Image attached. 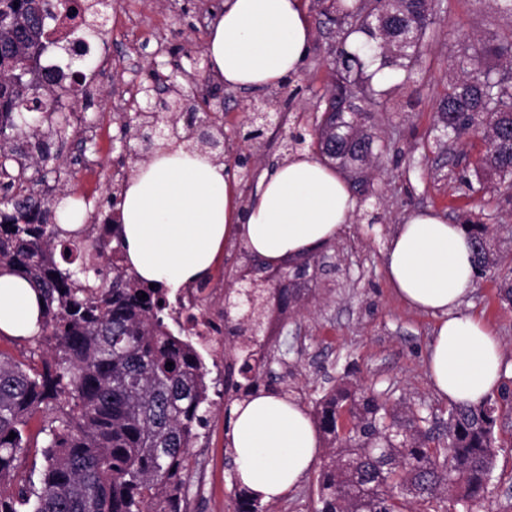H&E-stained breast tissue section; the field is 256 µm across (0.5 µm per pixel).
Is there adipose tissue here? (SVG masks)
I'll return each mask as SVG.
<instances>
[{
	"label": "adipose tissue",
	"mask_w": 512,
	"mask_h": 512,
	"mask_svg": "<svg viewBox=\"0 0 512 512\" xmlns=\"http://www.w3.org/2000/svg\"><path fill=\"white\" fill-rule=\"evenodd\" d=\"M311 38L300 0H224L205 52L225 86L272 88L299 72ZM358 210L345 178L317 154L298 151L262 170L244 203L229 164L175 140L134 170L118 203L130 271L170 288L206 277L226 243L270 266L311 254ZM385 273L401 302L439 319L425 358L435 393L478 406L498 392L503 347L462 310L476 274L465 228L433 210L411 214L387 240ZM40 309L28 281L0 275V332L34 335ZM231 413L237 483L263 502L288 496L320 457L308 409L261 392Z\"/></svg>",
	"instance_id": "obj_1"
}]
</instances>
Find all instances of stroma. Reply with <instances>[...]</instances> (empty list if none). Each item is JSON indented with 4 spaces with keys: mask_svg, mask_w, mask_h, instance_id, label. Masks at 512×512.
Returning a JSON list of instances; mask_svg holds the SVG:
<instances>
[{
    "mask_svg": "<svg viewBox=\"0 0 512 512\" xmlns=\"http://www.w3.org/2000/svg\"><path fill=\"white\" fill-rule=\"evenodd\" d=\"M223 7L224 0H112L108 20L99 37L90 39L87 55L49 49L46 62L87 74L102 67L110 72L109 82L95 95L79 96L73 125L55 143L59 158L46 176L49 184L83 198L82 208L90 216L109 211L113 174L137 165L136 159L121 157L113 139L122 132L124 111L144 100L139 84L151 66L167 73L176 65L190 68L192 58L204 56L209 24ZM510 27L512 17L496 13L489 0H444L422 68L407 81L398 72L385 73L391 93L376 107L375 119L379 134L396 150L385 158L372 193L361 203L362 218L322 248L316 267L297 281L301 305H279L270 290L259 289L263 335L271 349L287 353L285 363L273 367L277 385L306 407H313L334 383L347 381L412 405L426 416L446 417L448 404L432 391L424 366L437 318L401 305L385 274L391 232L412 212L428 207L452 224L490 226L495 263L478 273L465 311L491 326L512 359V308L499 298L501 281L512 277V204L504 201L494 182H485L476 193L463 185L467 167L481 154L479 147L458 144L443 155L430 135L437 102L450 77L448 65L461 49L460 34L480 37ZM313 33L303 67L293 78L301 91L289 114L290 121L303 124L310 121L329 81L325 49L331 37L316 23ZM218 94L224 99L218 119L229 157L249 155L257 170L287 156V140L276 127H269L265 147L253 154L236 136L264 90L222 86ZM81 145L94 163L92 184L84 170L71 163ZM204 371L211 407L207 421L196 429L194 453L200 467L189 481L187 506L189 512H234L222 351L206 358ZM502 414L495 429V468L479 512H512V402L503 403Z\"/></svg>",
    "mask_w": 512,
    "mask_h": 512,
    "instance_id": "1",
    "label": "stroma"
}]
</instances>
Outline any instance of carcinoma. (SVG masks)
<instances>
[{"label": "carcinoma", "mask_w": 512, "mask_h": 512, "mask_svg": "<svg viewBox=\"0 0 512 512\" xmlns=\"http://www.w3.org/2000/svg\"><path fill=\"white\" fill-rule=\"evenodd\" d=\"M336 25L324 108L333 109L321 155L367 192L380 158L393 151L376 132L372 105L388 95L386 69L410 79L434 36L440 0H317ZM47 0H0V136L24 128L14 142L32 149L35 172L57 160L39 134L48 114L55 132L73 113L57 111L27 73L40 68L51 44ZM464 51L436 107L435 127L462 138L482 125L491 144L474 167L477 181L512 180V30L483 38L462 34ZM35 177L0 189V273L24 278L43 297L38 332L28 340L54 355L39 367L0 354V512H184L195 427L209 411L203 369L192 345L160 317L161 285L143 288L118 263L121 239L97 240L112 280L101 267L55 260L63 232L62 198L39 191ZM475 267L491 252L490 227L471 224ZM147 297H142V294ZM261 360L244 356L238 373L258 389ZM57 417L40 429L45 467L38 490L15 477L31 437L29 420L42 406ZM325 441L317 479V512H466L482 504L496 458L498 401L452 404L432 435L424 418L374 391L341 383L315 405ZM16 437L9 439V434Z\"/></svg>", "instance_id": "obj_1"}]
</instances>
